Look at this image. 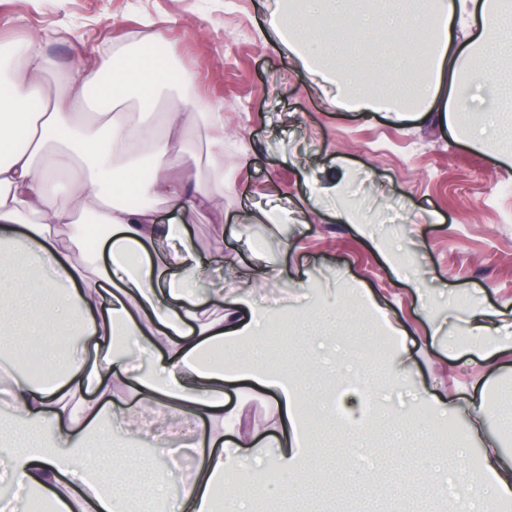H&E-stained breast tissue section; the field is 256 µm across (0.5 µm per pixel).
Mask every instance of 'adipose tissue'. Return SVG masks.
Instances as JSON below:
<instances>
[{
  "label": "adipose tissue",
  "mask_w": 512,
  "mask_h": 512,
  "mask_svg": "<svg viewBox=\"0 0 512 512\" xmlns=\"http://www.w3.org/2000/svg\"><path fill=\"white\" fill-rule=\"evenodd\" d=\"M342 24L425 34L433 51L419 66L400 50L402 67L367 80L355 66L328 61L324 48ZM459 26L469 29V41L456 42ZM271 34L340 108L397 118L434 112L458 133L463 112L475 111L476 92L491 82L498 53L512 49V0H277L256 30L262 42ZM194 83L191 71L156 67L131 48L91 49L66 68L36 37L0 50V246L13 247L15 270L25 277L0 280V309L24 314L0 319V351L25 336L43 344L49 364L44 378L13 376L0 441L17 486L40 494L50 512H130L125 483L111 480L132 471L128 454L110 449L115 383L188 422L211 423L172 512H213L219 484L225 512H242L244 500L264 493L267 466L291 475L302 463L301 402L323 405L258 358L245 374L276 393L290 439L258 450L224 437L236 413L224 406L223 368L201 354L252 338L268 315L253 304L247 278L210 289L207 300L195 296L199 266L184 225L224 191V113L203 101L158 106L162 90ZM198 139L214 157L205 173L185 161ZM163 205L179 210V222L161 223ZM157 256L169 266H156ZM467 321L480 365L495 366L512 336L501 335L482 304L470 306ZM135 356L148 369L136 368ZM96 439L105 448L95 465L78 467ZM453 494L454 512H498L512 502V463L487 453Z\"/></svg>",
  "instance_id": "1"
}]
</instances>
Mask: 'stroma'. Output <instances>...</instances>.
Returning <instances> with one entry per match:
<instances>
[{
  "label": "stroma",
  "mask_w": 512,
  "mask_h": 512,
  "mask_svg": "<svg viewBox=\"0 0 512 512\" xmlns=\"http://www.w3.org/2000/svg\"><path fill=\"white\" fill-rule=\"evenodd\" d=\"M275 0H0V42L31 35L70 63L82 44L105 53L129 44L141 20L196 76L191 95L224 106V194L213 210L187 224L202 274L197 298L212 281L255 277L257 302L279 321L277 334L249 345L301 390L329 391L334 365L313 341L331 337L340 358L361 346L362 360L386 389L399 351L407 373L391 401L373 406L367 424L324 420L306 430L314 470L289 489L268 484L266 512H452L442 486L424 481L438 468L474 469L490 449L512 454V350L485 372L468 340L472 301L512 321V182L499 156L512 131L474 148L434 118H391L384 112L334 107L294 55L257 41ZM347 171L352 201L365 218H337L339 201L318 194L316 182ZM273 197L288 210L284 224L253 233L237 216ZM268 269L280 278L263 282ZM401 323L388 336L373 305ZM452 402L448 424L468 436L467 447L443 437L429 398ZM484 400L474 416L467 402ZM224 403L237 411L239 431L257 440L287 441L275 396L245 379L225 384ZM405 414L403 454L392 446ZM165 452L131 435L142 460L130 492L156 512L158 497L175 500L198 463L192 428Z\"/></svg>",
  "instance_id": "obj_1"
}]
</instances>
